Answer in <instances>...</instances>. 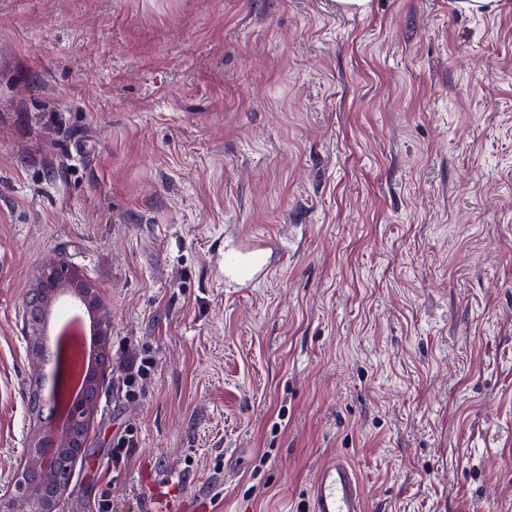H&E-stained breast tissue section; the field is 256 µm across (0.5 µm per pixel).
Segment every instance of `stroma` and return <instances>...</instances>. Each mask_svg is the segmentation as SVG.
Segmentation results:
<instances>
[{"label":"stroma","instance_id":"stroma-1","mask_svg":"<svg viewBox=\"0 0 512 512\" xmlns=\"http://www.w3.org/2000/svg\"><path fill=\"white\" fill-rule=\"evenodd\" d=\"M52 259L112 320L61 512H308L335 456L368 512H512V0H0V493ZM459 13L472 15L481 13H495L501 9V0H454ZM278 238L253 237L245 246H224L220 262L224 265L225 288H256L271 274L269 258L283 250ZM156 371V361L150 355H141L136 363L128 367L122 376V388L130 401H138L151 382ZM137 439L132 429L128 430L124 436L118 438L117 443L112 448V465L119 467L125 464L134 454Z\"/></svg>","mask_w":512,"mask_h":512}]
</instances>
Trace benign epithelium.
I'll return each instance as SVG.
<instances>
[{"instance_id": "7a95c632", "label": "benign epithelium", "mask_w": 512, "mask_h": 512, "mask_svg": "<svg viewBox=\"0 0 512 512\" xmlns=\"http://www.w3.org/2000/svg\"><path fill=\"white\" fill-rule=\"evenodd\" d=\"M76 292L90 311L95 332L99 336L102 356H107L112 321L103 312L98 289L87 280L66 272L54 262L44 265L33 287L36 295L29 311V323L40 326L48 308L60 293ZM99 396L98 374H88L84 382V397L73 410L67 432L56 438L59 464L44 462L42 445L52 438L50 426L44 424L33 433L31 444L23 458L15 493L0 499V512H60L61 502L70 479V464L87 447V436Z\"/></svg>"}]
</instances>
